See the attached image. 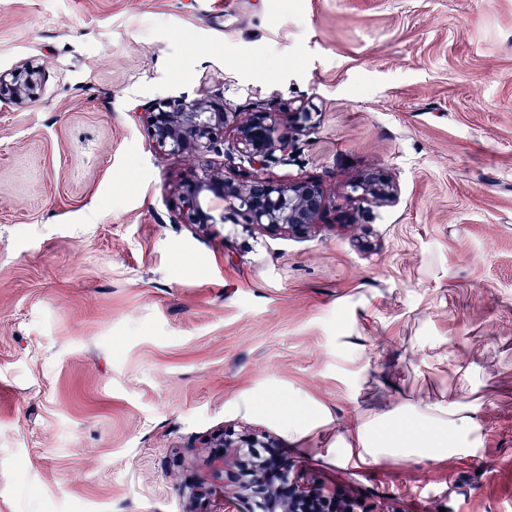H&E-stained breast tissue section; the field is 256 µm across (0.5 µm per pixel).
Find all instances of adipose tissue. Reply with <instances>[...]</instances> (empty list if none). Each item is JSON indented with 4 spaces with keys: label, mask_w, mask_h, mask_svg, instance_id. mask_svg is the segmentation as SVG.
<instances>
[{
    "label": "adipose tissue",
    "mask_w": 512,
    "mask_h": 512,
    "mask_svg": "<svg viewBox=\"0 0 512 512\" xmlns=\"http://www.w3.org/2000/svg\"><path fill=\"white\" fill-rule=\"evenodd\" d=\"M243 412L273 423L290 444L329 427L334 417L322 403L294 390L260 386L237 403ZM480 409L460 392H441L429 402L392 400L374 410H355L324 453L337 465L360 469L388 458L441 462L468 455L479 430Z\"/></svg>",
    "instance_id": "ef3b65f1"
}]
</instances>
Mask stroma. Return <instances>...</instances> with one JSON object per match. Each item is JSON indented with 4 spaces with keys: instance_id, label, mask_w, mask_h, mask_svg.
Returning a JSON list of instances; mask_svg holds the SVG:
<instances>
[{
    "instance_id": "35a3bbf8",
    "label": "stroma",
    "mask_w": 512,
    "mask_h": 512,
    "mask_svg": "<svg viewBox=\"0 0 512 512\" xmlns=\"http://www.w3.org/2000/svg\"><path fill=\"white\" fill-rule=\"evenodd\" d=\"M0 512H186L216 433L260 385L344 427L361 344L403 397L475 364L481 442L360 470L281 442L297 483L365 512H512V0H0ZM307 111L278 180L327 207L303 236L174 223L185 162L145 101ZM384 170L381 206L351 189ZM432 345L428 363L416 354ZM42 72L30 67L0 74V98L8 97L16 101L32 99L41 80Z\"/></svg>"
}]
</instances>
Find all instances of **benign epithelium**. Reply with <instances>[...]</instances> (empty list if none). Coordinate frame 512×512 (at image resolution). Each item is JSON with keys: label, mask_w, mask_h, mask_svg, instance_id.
Masks as SVG:
<instances>
[{"label": "benign epithelium", "mask_w": 512, "mask_h": 512, "mask_svg": "<svg viewBox=\"0 0 512 512\" xmlns=\"http://www.w3.org/2000/svg\"><path fill=\"white\" fill-rule=\"evenodd\" d=\"M42 72L30 67L0 74V98L16 101L32 99ZM144 117L152 142L170 155L196 161L211 153L239 156L252 172L227 176L224 169L211 166L193 172L174 188L175 223L204 229L217 223L206 208L210 196L224 198L230 210L243 219L246 226L257 227L278 236L284 233L303 235L322 213L326 192L321 184L310 180H274L256 173L271 163L288 160L294 140L281 113L263 107L254 112H229L217 99H190L182 94L145 104ZM233 132L231 143L224 134ZM364 194L381 203H391L398 196L396 184L383 171L366 174L359 184ZM209 461L212 481L198 486L196 499L224 494V455L230 448L238 456L255 448H271L272 460L254 462L235 476L239 490L252 500V512H298L307 494L295 480L292 468L282 455L278 443L262 429L250 431L242 440L222 433L213 441Z\"/></svg>", "instance_id": "benign-epithelium-1"}]
</instances>
